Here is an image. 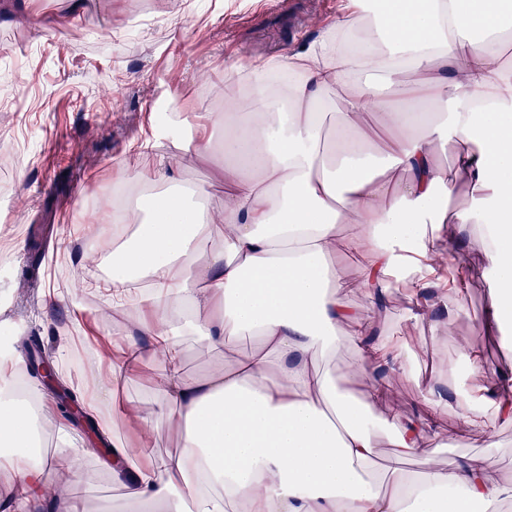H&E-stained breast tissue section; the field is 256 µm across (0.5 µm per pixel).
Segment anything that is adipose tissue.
<instances>
[{"label":"adipose tissue","instance_id":"adipose-tissue-1","mask_svg":"<svg viewBox=\"0 0 512 512\" xmlns=\"http://www.w3.org/2000/svg\"><path fill=\"white\" fill-rule=\"evenodd\" d=\"M331 30L284 56L296 75L287 97L262 88L227 97L223 139L195 130V153L224 157L221 220L198 206L208 186L189 195L174 183L145 223L126 196L97 227L112 242V306L128 309L139 335L110 379L93 381L106 406L98 419L112 446L109 475L139 512H474L478 503L493 512L512 499V484L493 481L481 454L449 469L429 463L414 478L400 470L425 448L445 388H430L427 413L389 421L375 412L381 385L358 402L317 365L347 331L366 342L364 374L408 367L393 337L350 305L329 264L343 249L365 253L364 290L380 302L399 282L425 291L442 225H481L494 279L488 318L512 316V62L501 53L512 0H342ZM329 105L326 150L320 111ZM449 144L451 174L437 160ZM460 176L473 204L452 213ZM341 222L360 225V236L341 239ZM188 334L217 353L242 336L259 343L192 377ZM147 358L160 363L165 413L182 427L173 453L112 431L118 416L149 419L113 389ZM468 362L472 394L457 406L469 426L485 429L490 415L512 421V382L487 389L477 354ZM384 434L394 467L380 479ZM29 438L28 412L0 404V468L16 476L0 512H84L72 499L48 505V469L30 463Z\"/></svg>","mask_w":512,"mask_h":512}]
</instances>
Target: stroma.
I'll return each mask as SVG.
<instances>
[{"label": "stroma", "mask_w": 512, "mask_h": 512, "mask_svg": "<svg viewBox=\"0 0 512 512\" xmlns=\"http://www.w3.org/2000/svg\"><path fill=\"white\" fill-rule=\"evenodd\" d=\"M338 0H0V89L17 88L15 105L0 107V129L16 132L17 142L0 144V196L10 207L0 215V318L11 316L13 293L24 279H33L37 305L21 317L11 336L17 357H25L31 337L49 340L61 321L99 324L112 339V356L121 358L131 332L121 312L113 310L103 292L87 288V269L97 255L83 236L84 225L101 214L121 169L137 168L162 192V173L176 170L190 189L212 184L222 166L220 155L203 159L182 149L185 132L199 123L222 117L225 96L236 91L230 74L244 61L263 64L299 50L305 41L327 35L337 17ZM53 17L40 28L36 19ZM175 120L161 146L140 153L132 143L151 137L159 122L158 105ZM213 186V184H212ZM210 213L224 208L223 188L213 186L206 201ZM477 224H455L443 241L449 252L467 259L470 275L460 293L461 310L453 321L421 310L406 289H392L380 325L398 345L415 349L411 373L391 378L377 413L393 420L425 410L429 386L443 383L449 398L459 391L457 361L464 347L481 356L486 387L512 377V347L504 342L512 324L487 326L493 282L488 260L471 241ZM66 257V277L56 274L57 260ZM365 257L339 251L331 260L337 276L348 283V299L367 312L372 302L362 286ZM186 373L201 377L218 363L232 365L236 351L217 353L196 337L182 340ZM365 349L352 337H341L321 368L338 376L355 396L369 390L367 378L352 375L355 359ZM159 366L145 361L119 381L117 398L138 406L159 397L155 379ZM44 402L43 420L53 428L44 438L49 472L69 468L78 476L73 496L87 512H136L94 463L76 455L70 437L87 438L88 420L64 417L59 400L42 381H35ZM154 429L119 417L116 433L145 442L158 453L176 450L178 435L161 415ZM488 433L471 430L456 405L434 420L438 460L450 465L460 457L484 453L493 479L512 483V423L489 419Z\"/></svg>", "instance_id": "35a3bbf8"}]
</instances>
